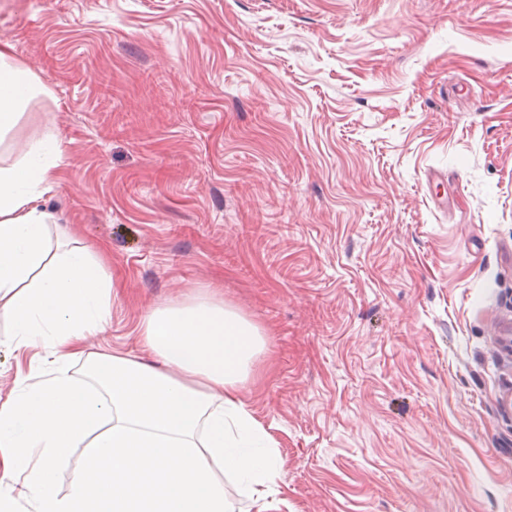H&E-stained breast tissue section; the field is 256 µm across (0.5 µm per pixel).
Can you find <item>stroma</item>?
Segmentation results:
<instances>
[{
    "instance_id": "obj_1",
    "label": "stroma",
    "mask_w": 512,
    "mask_h": 512,
    "mask_svg": "<svg viewBox=\"0 0 512 512\" xmlns=\"http://www.w3.org/2000/svg\"><path fill=\"white\" fill-rule=\"evenodd\" d=\"M61 144L39 206L103 256L105 329L210 295L267 512H512V0H0ZM0 350V397L49 369Z\"/></svg>"
}]
</instances>
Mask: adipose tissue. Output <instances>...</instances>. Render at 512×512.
<instances>
[{"mask_svg": "<svg viewBox=\"0 0 512 512\" xmlns=\"http://www.w3.org/2000/svg\"><path fill=\"white\" fill-rule=\"evenodd\" d=\"M38 76L0 45V137L43 92ZM61 155L49 134L30 138L0 165V311L12 323L16 351L47 349L48 375H30L0 402V512L16 497L39 512H234L237 495L265 499L273 464L255 451L269 442L238 399L264 348L260 329L213 297L165 304L139 324L140 357L82 354L81 341L110 315L112 278L81 247L56 249L50 214L37 200L50 192ZM88 359V381L69 373ZM85 467L64 496L53 488L72 449Z\"/></svg>", "mask_w": 512, "mask_h": 512, "instance_id": "1", "label": "adipose tissue"}]
</instances>
